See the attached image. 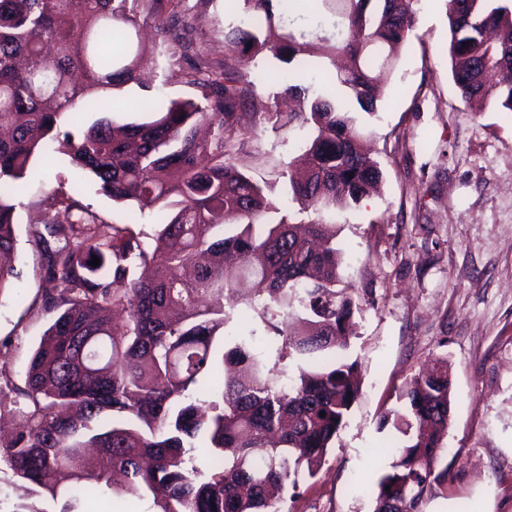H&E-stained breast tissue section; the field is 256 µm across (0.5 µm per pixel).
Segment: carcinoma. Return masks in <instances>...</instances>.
I'll return each instance as SVG.
<instances>
[{"mask_svg": "<svg viewBox=\"0 0 512 512\" xmlns=\"http://www.w3.org/2000/svg\"><path fill=\"white\" fill-rule=\"evenodd\" d=\"M243 2L246 19L224 32V62L189 66L198 97L155 100L141 106L142 121L102 117L82 129L85 113L122 110L110 90L151 87L135 39L141 10L182 61L174 0H0V254L15 248L14 192L33 159L59 153L74 171L70 189L47 193L55 214L31 230L55 318L30 358L16 430L0 440V484H29L53 512H89L110 492L149 494L159 512H282L272 492L316 476L360 396L350 339L358 301L341 286L335 216L382 172L352 109L299 73L311 39L323 41L330 63L347 61L336 85L374 113L416 0H316L312 16L333 20L332 39L320 27L291 29L303 0ZM445 2L461 99L512 112V0ZM270 57L287 66L272 78L288 80L283 94L299 111L267 102L264 120L307 133L303 172L282 173L294 213L272 183L238 168L225 139L249 103L236 61ZM87 176L112 201L159 214L153 248L82 201ZM309 212L316 218H301ZM241 278L253 284L243 294ZM245 316L264 334L227 335ZM398 400L382 415L398 438L373 512H422L448 489V360L415 373ZM199 448L208 449L203 466Z\"/></svg>", "mask_w": 512, "mask_h": 512, "instance_id": "1", "label": "carcinoma"}]
</instances>
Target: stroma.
Returning <instances> with one entry per match:
<instances>
[{
  "label": "stroma",
  "mask_w": 512,
  "mask_h": 512,
  "mask_svg": "<svg viewBox=\"0 0 512 512\" xmlns=\"http://www.w3.org/2000/svg\"><path fill=\"white\" fill-rule=\"evenodd\" d=\"M240 0H181L185 53L214 63L225 57L224 30L242 17ZM413 27L375 114L359 119L382 179L377 189L336 218L342 284L359 300L354 349L362 361L361 394L347 426L317 475L285 496L283 512H373L372 490L389 463L380 449L395 438L382 426L406 381L438 356L452 380V414L442 465L448 492L425 512H512V112L495 105L468 108L450 77L444 0H415ZM150 90H115L137 119L148 96L199 95L183 68L169 62L152 23L140 30ZM236 164L274 185L291 207L281 170L302 152L303 134L274 131L261 115L227 133ZM71 182L66 156L36 163L15 198L17 244L13 290L0 296V360L24 386L29 359L52 321L45 310L40 259L31 225L49 211V188ZM82 199L108 222L131 223L145 234L151 212L122 206L87 180Z\"/></svg>",
  "instance_id": "35a3bbf8"
}]
</instances>
